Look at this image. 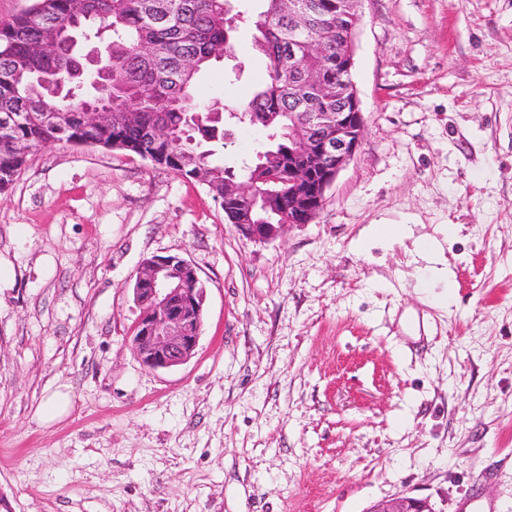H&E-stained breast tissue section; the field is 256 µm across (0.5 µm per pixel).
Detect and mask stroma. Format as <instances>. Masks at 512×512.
Segmentation results:
<instances>
[{"mask_svg":"<svg viewBox=\"0 0 512 512\" xmlns=\"http://www.w3.org/2000/svg\"><path fill=\"white\" fill-rule=\"evenodd\" d=\"M362 145L308 224L244 238L201 182L51 143L0 194V493L11 512H512V0H362ZM199 101L267 79L239 23ZM259 126L217 153L251 159ZM374 224L442 244L435 282ZM207 288L195 357L136 359L142 262ZM65 412L42 415L54 394ZM367 512H435L428 499L400 495L380 502Z\"/></svg>","mask_w":512,"mask_h":512,"instance_id":"35a3bbf8","label":"stroma"}]
</instances>
